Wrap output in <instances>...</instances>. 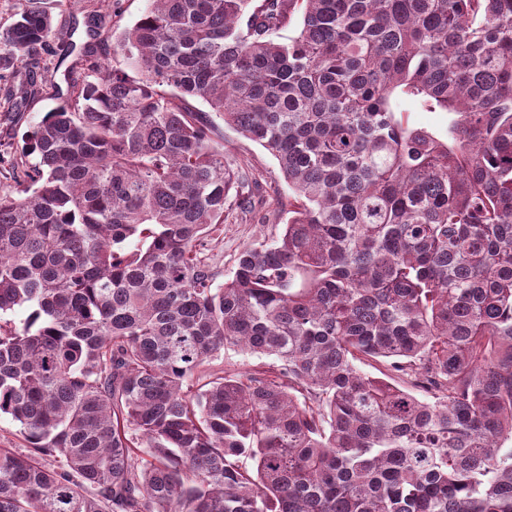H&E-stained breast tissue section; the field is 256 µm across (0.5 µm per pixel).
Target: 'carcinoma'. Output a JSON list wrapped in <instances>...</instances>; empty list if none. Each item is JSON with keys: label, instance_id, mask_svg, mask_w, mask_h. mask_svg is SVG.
Instances as JSON below:
<instances>
[{"label": "carcinoma", "instance_id": "1", "mask_svg": "<svg viewBox=\"0 0 512 512\" xmlns=\"http://www.w3.org/2000/svg\"><path fill=\"white\" fill-rule=\"evenodd\" d=\"M80 66L0 146V512H512V0H150ZM216 117L290 190L220 288ZM228 349L278 365L195 386ZM410 125L424 127L431 131L443 132L448 127V113L428 112L414 105L403 106ZM20 426L8 416L0 418V447L14 448L19 452L28 450L27 443L19 433Z\"/></svg>", "mask_w": 512, "mask_h": 512}]
</instances>
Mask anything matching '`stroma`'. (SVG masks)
Here are the masks:
<instances>
[{
    "label": "stroma",
    "mask_w": 512,
    "mask_h": 512,
    "mask_svg": "<svg viewBox=\"0 0 512 512\" xmlns=\"http://www.w3.org/2000/svg\"><path fill=\"white\" fill-rule=\"evenodd\" d=\"M53 16V36L46 51L48 71L39 72L36 95L26 107L11 113L0 112V142L20 143L21 136L55 107L67 91L66 71L78 62L72 44L110 40L114 32L132 25L147 9L149 0H115L114 5L92 16L91 0H76L69 6L58 0H44ZM224 163L244 177L243 188L252 195L251 211L229 210L223 224L211 230L199 258L214 273L215 286L231 278L241 249L249 244L280 236L287 221L288 186L277 161L259 144L229 126L221 128Z\"/></svg>",
    "instance_id": "stroma-1"
}]
</instances>
